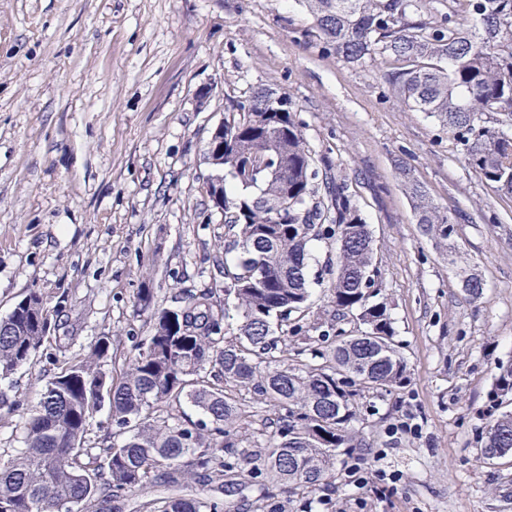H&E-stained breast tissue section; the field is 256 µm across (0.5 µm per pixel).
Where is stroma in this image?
<instances>
[{"instance_id":"35a3bbf8","label":"stroma","mask_w":512,"mask_h":512,"mask_svg":"<svg viewBox=\"0 0 512 512\" xmlns=\"http://www.w3.org/2000/svg\"><path fill=\"white\" fill-rule=\"evenodd\" d=\"M259 89L290 97L312 154L347 181L408 363L404 390L362 397L364 445L338 456L328 512H512V456L481 454L489 417L512 410V393L492 396L512 364V196L379 67L328 53L301 0H0V319L31 288L52 312L33 363L0 380L21 407L0 411V454L22 447L20 413L63 360L104 335L122 359L146 335L142 283L160 307L222 288L206 146L228 100ZM402 162L455 218L463 263L416 223ZM329 249H311V329L282 359L319 344ZM471 267L477 301L462 288ZM356 462L386 472L384 494L349 485Z\"/></svg>"}]
</instances>
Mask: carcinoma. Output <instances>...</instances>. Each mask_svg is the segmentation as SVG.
I'll list each match as a JSON object with an SVG mask.
<instances>
[{
    "label": "carcinoma",
    "instance_id": "1",
    "mask_svg": "<svg viewBox=\"0 0 512 512\" xmlns=\"http://www.w3.org/2000/svg\"><path fill=\"white\" fill-rule=\"evenodd\" d=\"M316 37L343 61L382 60L391 94L435 118L463 146L479 178L512 195V0H464L440 22L422 0H302ZM224 299L217 289L186 290L175 306H153L150 288L136 305L150 312L148 334L109 376L103 336L80 359L62 363L39 404L22 417L24 447L0 458V512H123L129 493L158 482L166 494L139 505L149 512H286L273 489L301 497L332 491L336 457L360 448L352 423L370 390L408 382L387 304L376 300L373 240L331 165L318 166L288 95L260 90L229 101L224 113ZM402 186L424 233L460 251L454 221L433 203L410 168ZM334 240L328 259L338 344L285 364L283 333L309 309L307 259L316 242ZM30 310L0 319V378L33 362L50 331V311L29 289ZM252 394L273 411L258 433L239 411ZM203 418L185 414L182 403ZM109 404L111 426L92 438L91 420ZM483 453L512 454V413L486 426ZM200 486L196 494L183 490Z\"/></svg>",
    "mask_w": 512,
    "mask_h": 512
}]
</instances>
